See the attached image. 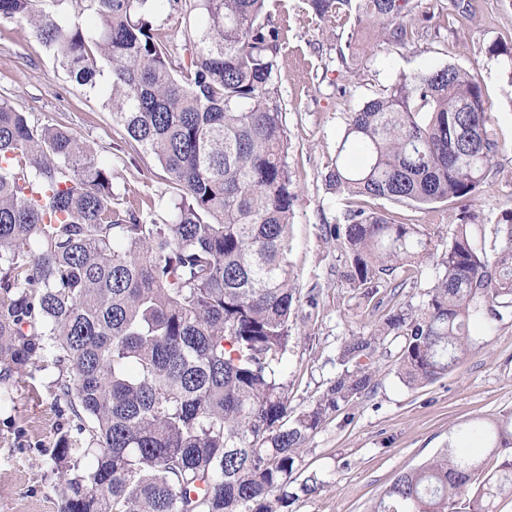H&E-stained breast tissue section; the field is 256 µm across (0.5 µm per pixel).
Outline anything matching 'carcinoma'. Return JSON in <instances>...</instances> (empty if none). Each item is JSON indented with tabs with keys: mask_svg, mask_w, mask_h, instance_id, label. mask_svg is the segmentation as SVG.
<instances>
[{
	"mask_svg": "<svg viewBox=\"0 0 512 512\" xmlns=\"http://www.w3.org/2000/svg\"><path fill=\"white\" fill-rule=\"evenodd\" d=\"M41 2L0 0V19L25 21L81 85L95 84L97 56L109 61L112 121L164 167L176 197L171 223L148 222L115 201L112 170L86 141L0 98V400L22 387L40 400L32 369L56 370L50 393L66 408L49 469L60 512H292L323 484L297 480L303 446L375 391L378 354L400 346V381L425 386L467 358L472 326L512 308V216L488 242L481 213L456 209L498 173L482 83L447 64L403 74L345 113L325 180L346 208L326 233L346 254L341 278L383 314L344 340L336 376L295 416L284 377L300 301L288 259L295 194L274 96L284 33L268 0H79L92 27H64ZM304 2L353 26L358 38L339 51L348 77L361 34L402 46L447 10L443 0ZM166 4L185 14L186 64L147 19ZM453 6V22L473 23L467 0ZM489 53L512 86V46ZM350 151L361 165L343 161ZM378 200L445 205L448 248L434 256L431 238ZM430 259L418 306L400 301L406 278L380 294L400 264ZM462 439L400 473L371 512H496L512 496V412Z\"/></svg>",
	"mask_w": 512,
	"mask_h": 512,
	"instance_id": "1",
	"label": "carcinoma"
}]
</instances>
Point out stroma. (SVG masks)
<instances>
[{"label":"stroma","mask_w":512,"mask_h":512,"mask_svg":"<svg viewBox=\"0 0 512 512\" xmlns=\"http://www.w3.org/2000/svg\"><path fill=\"white\" fill-rule=\"evenodd\" d=\"M475 23L461 27L446 19L403 46L370 42L356 77L343 81L339 51L350 25L321 21L303 0H270L285 44L275 78L287 136V166L296 194L289 259L301 300L292 318L288 353L290 406L306 411L336 373V356L350 335L368 331L378 314L341 279L345 255L327 239L343 200L325 176L336 162L345 112L361 106L399 74L453 64L479 75L490 106L491 130L503 145L498 174L472 201L487 224L512 211V88L488 55L496 40H512V0H471ZM111 67L100 61L95 86H82L63 69L56 51L38 43L26 22L0 20V97L39 123L64 126L81 136L112 168L114 193L151 206L154 222L172 221V183L159 162L133 152L112 121L108 104ZM386 210L428 232L443 252L454 227L442 212L389 202ZM476 343L458 368L426 386L400 382L395 358L377 363L378 386L346 412L334 414L306 443L300 477L317 475L325 485L303 497L294 512H371L397 476L446 447L477 418L512 410V314L494 331L474 330ZM53 371H39L34 383L44 394L34 404L19 391L0 409V512H58L59 492L45 481L46 450L60 421L46 389Z\"/></svg>","instance_id":"1"}]
</instances>
